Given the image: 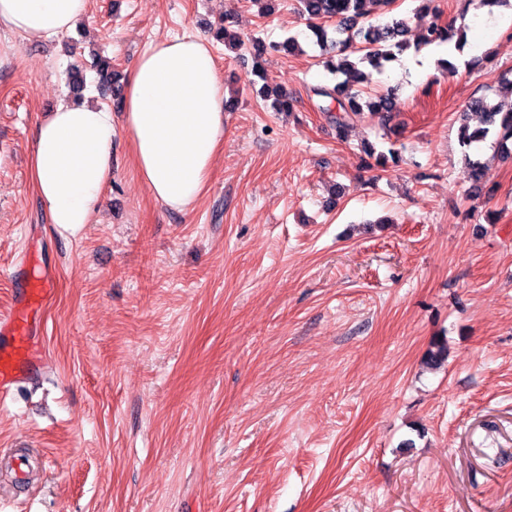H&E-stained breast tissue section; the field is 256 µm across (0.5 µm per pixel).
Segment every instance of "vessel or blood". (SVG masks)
I'll return each instance as SVG.
<instances>
[{
  "instance_id": "1",
  "label": "vessel or blood",
  "mask_w": 512,
  "mask_h": 512,
  "mask_svg": "<svg viewBox=\"0 0 512 512\" xmlns=\"http://www.w3.org/2000/svg\"><path fill=\"white\" fill-rule=\"evenodd\" d=\"M16 285L20 291L19 308L0 317V334L9 341L0 344V394H8L22 373L38 366L39 361L32 343V328L28 312L45 292V281L27 267L14 270Z\"/></svg>"
}]
</instances>
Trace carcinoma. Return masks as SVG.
Returning <instances> with one entry per match:
<instances>
[{
	"label": "carcinoma",
	"instance_id": "carcinoma-1",
	"mask_svg": "<svg viewBox=\"0 0 512 512\" xmlns=\"http://www.w3.org/2000/svg\"><path fill=\"white\" fill-rule=\"evenodd\" d=\"M298 14L307 21V27L316 37V44L324 48L336 46L343 57L324 61L330 74L338 77L333 85L313 89V94L323 99L320 110L329 114L330 122L338 135H343L352 116L366 110L378 117L382 123L391 122L398 112L394 89L375 93L368 97L354 89L361 84L369 85L373 74H382L386 64L397 59V55L408 49L410 40L408 24L403 18L393 17L384 23L373 21L375 12L389 6L392 0H297ZM428 17L422 28L417 44L422 47H439L450 42L454 49L461 51L466 44V33L443 21V11L438 7H424ZM100 76L98 89L104 95L113 93L116 73L112 64L100 59L93 62ZM498 83L507 86L508 102H496L482 95L472 97L460 112L458 135L464 148V160L473 186H481L486 165L479 158L480 144L492 140L504 159L512 158V79L501 77ZM480 118V126L473 129L469 116ZM364 154L374 160L375 165L384 167L396 160V152L390 149L378 151L372 145H365Z\"/></svg>",
	"mask_w": 512,
	"mask_h": 512
}]
</instances>
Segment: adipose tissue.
<instances>
[{
	"label": "adipose tissue",
	"mask_w": 512,
	"mask_h": 512,
	"mask_svg": "<svg viewBox=\"0 0 512 512\" xmlns=\"http://www.w3.org/2000/svg\"><path fill=\"white\" fill-rule=\"evenodd\" d=\"M89 0H0V26L32 41L71 32ZM224 84L213 44L200 33L156 41L137 57L124 87L125 128L134 166L151 197L191 209L202 196L224 143ZM111 111L61 99L37 125L32 185L53 224L90 223L112 180Z\"/></svg>",
	"instance_id": "obj_1"
}]
</instances>
